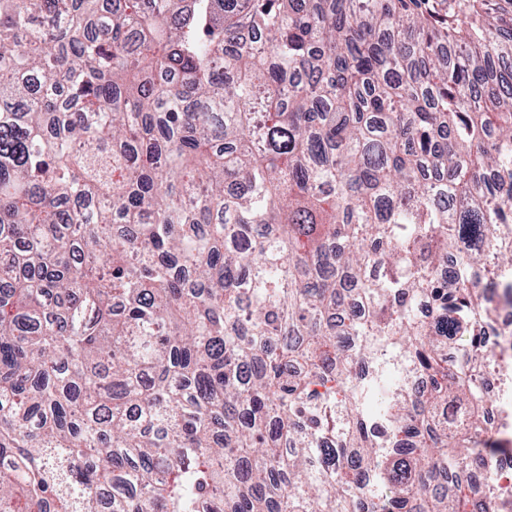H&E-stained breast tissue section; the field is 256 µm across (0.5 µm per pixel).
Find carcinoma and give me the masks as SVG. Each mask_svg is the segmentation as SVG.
<instances>
[{
	"label": "carcinoma",
	"instance_id": "obj_1",
	"mask_svg": "<svg viewBox=\"0 0 512 512\" xmlns=\"http://www.w3.org/2000/svg\"><path fill=\"white\" fill-rule=\"evenodd\" d=\"M0 257V512H497L512 0H0ZM487 318L489 327H485L483 348L486 354L493 355L498 369L484 381V392L489 399L487 414H485L486 427L489 436H495L492 431H500L511 427L512 422V375L507 373L509 367L500 360L510 356L512 352V299L496 289L486 296ZM511 378L510 391L505 379Z\"/></svg>",
	"mask_w": 512,
	"mask_h": 512
}]
</instances>
